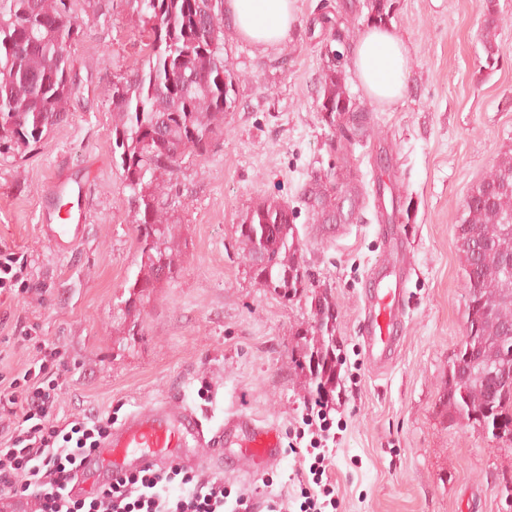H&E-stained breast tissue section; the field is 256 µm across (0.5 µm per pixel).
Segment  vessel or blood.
<instances>
[{
	"mask_svg": "<svg viewBox=\"0 0 512 512\" xmlns=\"http://www.w3.org/2000/svg\"><path fill=\"white\" fill-rule=\"evenodd\" d=\"M85 184L62 176L50 181L41 201L40 232L60 254L72 251L83 239L88 216L83 205ZM70 200V212L60 215V197ZM405 279L398 260L377 263L373 283L363 295L358 332L369 364L377 369L395 359L405 328ZM206 449L212 461H220L226 449H234L250 471L257 472L276 463L282 456V435L277 426L245 413L225 416L213 430H206L189 406L171 408L167 403L152 404L131 414L113 428L102 442L96 460L79 469L76 494L111 483L118 472L136 473L145 469H165L182 465V448Z\"/></svg>",
	"mask_w": 512,
	"mask_h": 512,
	"instance_id": "obj_1",
	"label": "vessel or blood"
}]
</instances>
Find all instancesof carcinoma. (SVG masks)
Instances as JSON below:
<instances>
[{
	"mask_svg": "<svg viewBox=\"0 0 512 512\" xmlns=\"http://www.w3.org/2000/svg\"><path fill=\"white\" fill-rule=\"evenodd\" d=\"M148 28L142 63L117 77L112 88V155L118 158L122 184L129 191L140 256L139 276L124 301L129 312L176 276L172 233L157 194L158 179L175 175L188 155L202 157L224 136V112L232 107L236 75L224 58V0H134ZM366 22L386 24L393 0H367ZM481 38L486 62L495 63L503 18L496 0H481ZM73 17L72 0H0V155L39 143L59 124L78 86L65 46ZM322 120L339 135L330 138L332 153L354 144L353 132L365 109L356 103L341 66L331 62L322 75L318 98ZM305 203L316 220L334 224L343 214L319 178L305 190ZM288 203L266 198L241 215L236 231L247 251L254 280L291 300L311 298L314 325L301 337L296 366L310 372V384L327 398L336 392L340 362L329 361L336 346V308L326 292L312 286L301 261V246ZM461 223L473 231L457 237L465 272L467 308L475 311L472 336H507L512 345V303H493L484 289L512 279L500 259L512 255V151L503 152L489 174L470 189ZM266 264L253 263L256 251ZM320 354L312 368L313 354ZM479 414L484 431L495 440L512 436V385L488 379L476 393L458 381L448 385V416Z\"/></svg>",
	"mask_w": 512,
	"mask_h": 512,
	"instance_id": "cac0c4a2",
	"label": "carcinoma"
}]
</instances>
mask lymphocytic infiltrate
<instances>
[{
    "instance_id": "lymphocytic-infiltrate-1",
    "label": "lymphocytic infiltrate",
    "mask_w": 512,
    "mask_h": 512,
    "mask_svg": "<svg viewBox=\"0 0 512 512\" xmlns=\"http://www.w3.org/2000/svg\"><path fill=\"white\" fill-rule=\"evenodd\" d=\"M35 366L22 382L0 374V491L31 501V512H252L246 494L230 495L223 480L179 469H147L113 477L91 496L70 487L82 463L99 447L111 418L86 415L59 420L57 407L68 360L55 344L36 343Z\"/></svg>"
}]
</instances>
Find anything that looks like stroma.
Here are the masks:
<instances>
[{
    "label": "stroma",
    "instance_id": "1",
    "mask_svg": "<svg viewBox=\"0 0 512 512\" xmlns=\"http://www.w3.org/2000/svg\"><path fill=\"white\" fill-rule=\"evenodd\" d=\"M364 2L297 0L298 28L269 47L225 25L224 56L237 80L224 136L161 182L179 271L130 323L119 306L140 257L112 159V84L141 63L146 34L131 0H73L80 27L70 55L81 94L40 143L0 156V242L26 258L44 290L0 295V371L21 377L34 341H46L72 365L62 419L108 412L118 423L164 400L214 425L246 412L285 434L324 426L322 482L336 512H506L512 442L450 420L446 399L468 313L457 246L462 204L512 148V0H497L504 22L491 66L478 0H394L390 23L410 50L408 90L384 107L348 78L367 119L344 160L329 151L332 131L317 99L333 53L348 54L366 25ZM326 16L339 20L343 41L333 40ZM330 169L337 206L355 212L338 225L315 222L303 201L311 180ZM65 174L87 184L89 227L60 256L38 224L48 181ZM265 198L296 210L303 264L336 305L341 382L326 405L293 362L299 333L314 323L310 303L261 287L236 233L241 214ZM381 216L401 230L408 307L399 353L376 371L358 322L370 270L386 248ZM27 332L33 342L21 343ZM314 461L286 451L252 473L228 456L218 474L232 493L251 496L255 512H266L272 495L297 512L296 473Z\"/></svg>",
    "mask_w": 512,
    "mask_h": 512
}]
</instances>
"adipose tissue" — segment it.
Masks as SVG:
<instances>
[{
    "label": "adipose tissue",
    "instance_id": "1",
    "mask_svg": "<svg viewBox=\"0 0 512 512\" xmlns=\"http://www.w3.org/2000/svg\"><path fill=\"white\" fill-rule=\"evenodd\" d=\"M237 35L255 45L287 39L298 24L297 0H227ZM409 48L391 25L366 26L348 57L365 94L381 106L401 99L408 88Z\"/></svg>",
    "mask_w": 512,
    "mask_h": 512
}]
</instances>
